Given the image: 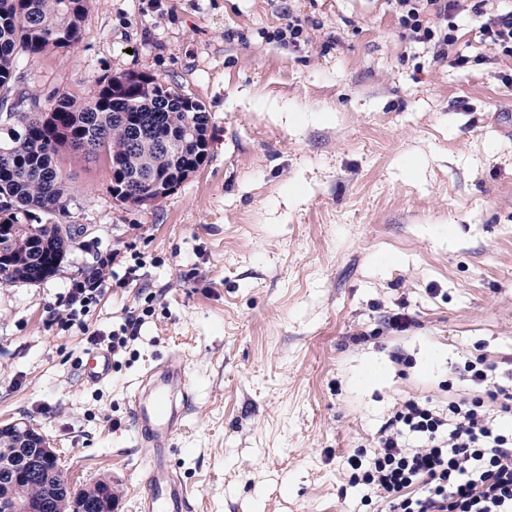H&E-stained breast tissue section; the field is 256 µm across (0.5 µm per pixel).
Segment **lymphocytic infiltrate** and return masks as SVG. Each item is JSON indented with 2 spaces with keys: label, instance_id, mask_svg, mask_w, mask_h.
I'll use <instances>...</instances> for the list:
<instances>
[{
  "label": "lymphocytic infiltrate",
  "instance_id": "f902f5d3",
  "mask_svg": "<svg viewBox=\"0 0 512 512\" xmlns=\"http://www.w3.org/2000/svg\"><path fill=\"white\" fill-rule=\"evenodd\" d=\"M406 38L426 46L434 60L454 48L462 10L480 18L481 41L496 54L512 57V0H390ZM102 275L73 280L68 320L85 311L108 285ZM494 364L485 357L466 361L462 378L478 397L433 406L418 398L402 400L378 429L373 450L348 456L352 484L369 487L376 512H512V390L494 385Z\"/></svg>",
  "mask_w": 512,
  "mask_h": 512
}]
</instances>
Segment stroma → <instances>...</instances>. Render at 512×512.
Listing matches in <instances>:
<instances>
[{
	"mask_svg": "<svg viewBox=\"0 0 512 512\" xmlns=\"http://www.w3.org/2000/svg\"><path fill=\"white\" fill-rule=\"evenodd\" d=\"M292 15L297 48L272 37ZM478 26L462 13L437 63L389 0H90L82 42L33 60L29 89L149 72L204 106L208 155L147 206L67 159L86 232L53 277L0 284V421L42 427L69 480L111 481L116 512H136L129 396L173 354L191 390L170 460L189 512H369L345 457L400 399L469 396L454 370L480 354L512 382V58ZM112 252L107 291L67 323L72 278ZM145 308L111 378L82 385L93 337Z\"/></svg>",
	"mask_w": 512,
	"mask_h": 512,
	"instance_id": "1",
	"label": "stroma"
}]
</instances>
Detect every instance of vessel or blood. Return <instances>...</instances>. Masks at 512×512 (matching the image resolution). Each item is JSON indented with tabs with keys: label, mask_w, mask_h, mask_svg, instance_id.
Returning <instances> with one entry per match:
<instances>
[{
	"label": "vessel or blood",
	"mask_w": 512,
	"mask_h": 512,
	"mask_svg": "<svg viewBox=\"0 0 512 512\" xmlns=\"http://www.w3.org/2000/svg\"><path fill=\"white\" fill-rule=\"evenodd\" d=\"M112 375V355L88 352L80 366L83 384L97 385ZM191 398L181 364L163 360L147 370L129 402L135 438L144 450L137 479L143 487L137 512H187L190 488L170 465L172 440L183 421L182 407Z\"/></svg>",
	"instance_id": "b4317fda"
}]
</instances>
